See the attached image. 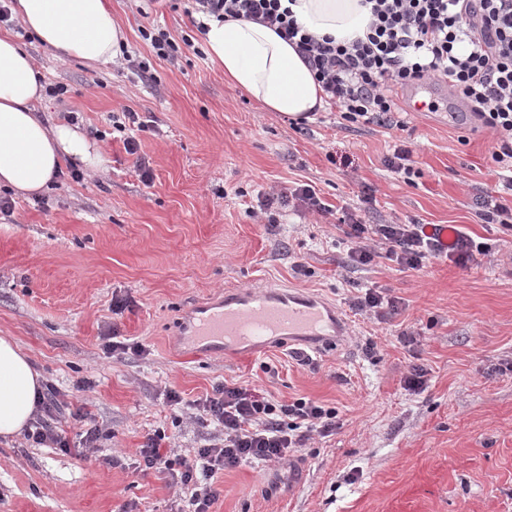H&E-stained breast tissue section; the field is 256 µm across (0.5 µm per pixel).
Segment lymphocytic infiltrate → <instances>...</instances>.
Returning <instances> with one entry per match:
<instances>
[{
  "label": "lymphocytic infiltrate",
  "mask_w": 512,
  "mask_h": 512,
  "mask_svg": "<svg viewBox=\"0 0 512 512\" xmlns=\"http://www.w3.org/2000/svg\"><path fill=\"white\" fill-rule=\"evenodd\" d=\"M191 2L195 13L249 19L295 44L328 105L351 124L394 125L397 90L424 83L448 87L469 104L476 121L496 132L491 158L508 171L512 187V0H365L367 32L348 43L308 33L281 0ZM347 221L348 254L357 265L381 258L415 269L444 254L471 257L452 224H368L352 212ZM64 407L60 391L46 385L27 439L69 451V441L50 424ZM194 408L195 422L213 425L222 442L174 456L163 446L165 432L157 430L138 450V472L168 473L182 512H209L220 495L219 471L289 462L313 437H328L339 426L335 409L315 401L276 402L263 390L228 383Z\"/></svg>",
  "instance_id": "obj_1"
}]
</instances>
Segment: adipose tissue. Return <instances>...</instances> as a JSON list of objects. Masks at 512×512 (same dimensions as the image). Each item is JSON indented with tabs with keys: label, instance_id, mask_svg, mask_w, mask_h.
Segmentation results:
<instances>
[{
	"label": "adipose tissue",
	"instance_id": "obj_1",
	"mask_svg": "<svg viewBox=\"0 0 512 512\" xmlns=\"http://www.w3.org/2000/svg\"><path fill=\"white\" fill-rule=\"evenodd\" d=\"M297 21L310 34L349 42L363 36L369 14L361 0H296ZM20 25L61 59L95 66L114 60L124 32L108 0H15ZM210 61L225 79L260 107L294 120H311L325 93L294 46L273 28L246 20L204 17ZM45 95L32 56L9 33H0V187L14 195L49 190L66 161L96 170L105 158L95 143L69 124L47 126L36 112ZM42 389L40 373L10 337L0 336V438L30 423Z\"/></svg>",
	"mask_w": 512,
	"mask_h": 512
}]
</instances>
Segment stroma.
<instances>
[{"mask_svg": "<svg viewBox=\"0 0 512 512\" xmlns=\"http://www.w3.org/2000/svg\"><path fill=\"white\" fill-rule=\"evenodd\" d=\"M188 6L153 0L144 17L134 0H112L128 52L150 64L145 80L23 38L46 84L69 89L40 111L76 120L106 163L78 182L62 174L44 198H12L0 213V336L112 436L83 459L22 435L0 439V512H180L169 477L133 478L137 451L158 429L174 436L177 455L212 443V427L173 420L165 394L190 403L226 381L335 408L341 425L295 458L300 488L289 489L288 467L242 465L219 474L209 512H512V229L476 215L480 202L512 198L491 160L496 133L451 113L456 97L441 85L435 112L407 111L399 92L400 128L353 125L330 109L291 124L225 81ZM148 24L190 37L178 64L141 38ZM126 110L144 124L133 155L112 127ZM399 145L411 151L409 184L385 163ZM299 183L315 187L326 216L260 213L259 194ZM365 189L374 196L366 223L453 224L489 254L418 269L351 265L339 219ZM266 286L335 304L347 335L305 365L289 355L312 352L305 341L213 354L179 336L194 306ZM368 288L397 301L389 322L350 311L349 298ZM113 328L144 354L107 352ZM414 364L430 371L418 394L403 387Z\"/></svg>", "mask_w": 512, "mask_h": 512, "instance_id": "obj_1", "label": "stroma"}]
</instances>
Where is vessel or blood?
Listing matches in <instances>:
<instances>
[{
  "label": "vessel or blood",
  "mask_w": 512,
  "mask_h": 512,
  "mask_svg": "<svg viewBox=\"0 0 512 512\" xmlns=\"http://www.w3.org/2000/svg\"><path fill=\"white\" fill-rule=\"evenodd\" d=\"M345 332L344 318L329 303L286 295L270 286L225 294L223 304L215 309L195 307L188 328L196 343L213 352H250L285 338L327 344Z\"/></svg>",
  "instance_id": "obj_1"
}]
</instances>
